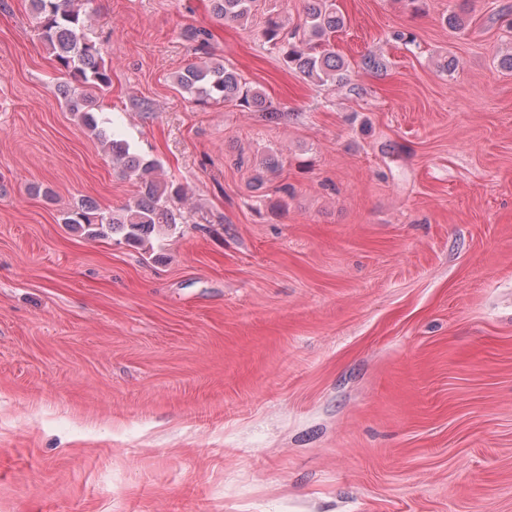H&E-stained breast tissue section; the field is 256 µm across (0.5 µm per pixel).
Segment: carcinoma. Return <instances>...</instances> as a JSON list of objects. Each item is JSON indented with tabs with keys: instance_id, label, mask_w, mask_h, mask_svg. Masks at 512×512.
Returning a JSON list of instances; mask_svg holds the SVG:
<instances>
[{
	"instance_id": "cac0c4a2",
	"label": "carcinoma",
	"mask_w": 512,
	"mask_h": 512,
	"mask_svg": "<svg viewBox=\"0 0 512 512\" xmlns=\"http://www.w3.org/2000/svg\"><path fill=\"white\" fill-rule=\"evenodd\" d=\"M32 22L44 45L55 58L58 69L68 76L62 95L70 110L79 114L85 128L112 156V163L138 183L136 198L116 211L104 212L81 203L67 210L63 223L83 230L91 238L120 234L134 245H142L157 229L174 230L179 220L178 203L184 188L162 178V165L138 154L101 115L99 95L112 85V75L95 42L86 38L90 20L88 0H30ZM212 16L218 21L240 22L249 18L254 0H209ZM345 26L344 15L332 0H305L304 23L292 29L282 21L267 19L262 36L279 49L288 69L322 85L327 82L346 86L350 65L329 49V40ZM183 37L196 48L208 45L210 32L188 27ZM176 85L190 99L200 102L239 101L275 118L278 110L259 91L243 82L224 59L211 54L192 63L175 77Z\"/></svg>"
}]
</instances>
